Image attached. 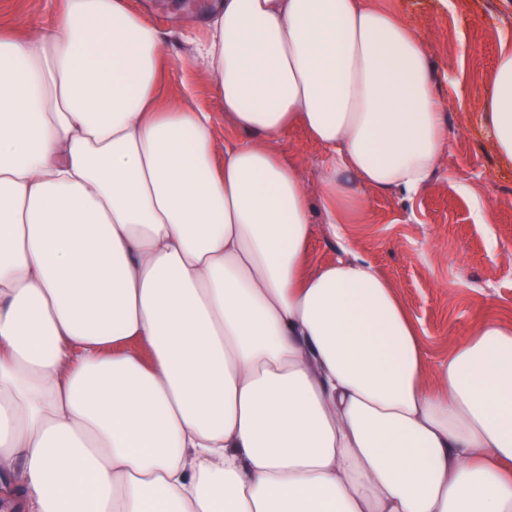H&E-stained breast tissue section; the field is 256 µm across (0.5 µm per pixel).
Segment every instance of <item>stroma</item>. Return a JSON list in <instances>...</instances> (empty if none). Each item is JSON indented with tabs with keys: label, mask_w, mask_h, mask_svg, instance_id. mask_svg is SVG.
<instances>
[{
	"label": "stroma",
	"mask_w": 512,
	"mask_h": 512,
	"mask_svg": "<svg viewBox=\"0 0 512 512\" xmlns=\"http://www.w3.org/2000/svg\"><path fill=\"white\" fill-rule=\"evenodd\" d=\"M216 0H128L160 30L172 16L192 20ZM422 32L445 105L448 152L427 188L413 199L393 193L362 194V223L332 232L320 206H313L308 263L318 267L345 252L368 260L396 289L417 321L431 358L494 316L512 322V164L494 152L476 98L489 86L503 41L512 40V0H382ZM58 0H0V27L53 24ZM172 97L192 86L194 103L212 114L216 151L245 141L225 117L201 70L170 64ZM280 147L300 163L305 190L317 198L316 174L324 150L300 129ZM492 221H475L478 205Z\"/></svg>",
	"instance_id": "35a3bbf8"
}]
</instances>
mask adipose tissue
<instances>
[{"mask_svg":"<svg viewBox=\"0 0 512 512\" xmlns=\"http://www.w3.org/2000/svg\"><path fill=\"white\" fill-rule=\"evenodd\" d=\"M190 53L126 0L0 28V498L13 512H512V325L430 363L369 262L310 268L278 143L328 223L448 149L421 31L377 0H222ZM202 68L250 134L164 66ZM512 163V46L479 98ZM434 379H427V367ZM165 77L173 98L180 96L184 84L190 85L195 91L194 104L208 112H212L213 141L217 152H224V145H233L234 143L247 140V136L237 130L224 117V110L217 103L208 81L200 68L181 67L173 62L166 69Z\"/></svg>","mask_w":512,"mask_h":512,"instance_id":"obj_1","label":"adipose tissue"}]
</instances>
